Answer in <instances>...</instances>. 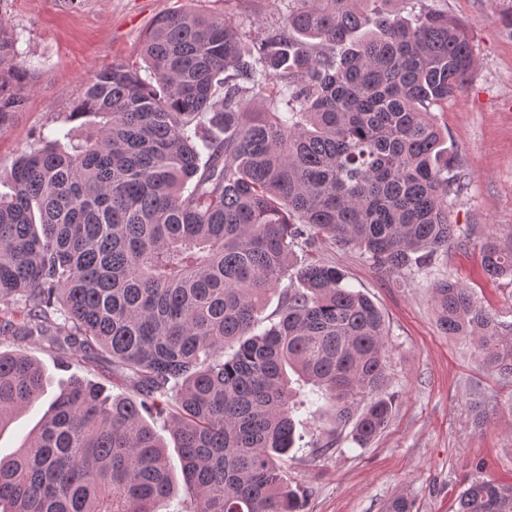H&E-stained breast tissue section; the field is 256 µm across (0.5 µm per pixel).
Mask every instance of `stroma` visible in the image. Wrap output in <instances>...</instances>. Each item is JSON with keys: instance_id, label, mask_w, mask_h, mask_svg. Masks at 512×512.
I'll return each mask as SVG.
<instances>
[{"instance_id": "1", "label": "stroma", "mask_w": 512, "mask_h": 512, "mask_svg": "<svg viewBox=\"0 0 512 512\" xmlns=\"http://www.w3.org/2000/svg\"><path fill=\"white\" fill-rule=\"evenodd\" d=\"M184 8L229 15L254 42L274 32L283 10L278 0H0V24L13 32L20 61L33 75L24 108L0 125V194L9 192L8 172L40 132L71 126L84 133L69 114L90 75L115 59L139 64L154 19ZM428 9L466 25L477 60L465 89L437 115L468 175L449 218L462 226L511 227L512 0H411L402 15ZM315 255L343 269L347 285L383 312L394 406L385 430L361 447L350 428L336 425L312 385L294 382L310 408L295 416L286 468L304 495V512H381L397 494L414 500L415 512H456L460 492L475 478L512 483V378L484 368L472 341L441 333L430 290L436 280L456 281L512 324V281L483 274L478 236L460 238L434 265L403 279L355 248L322 243ZM0 350L28 356L44 375L42 397L0 431V457L21 446L72 379L98 383L111 396H139L107 356L23 336H1ZM479 409L487 416L480 429ZM328 436L335 447L317 455V441Z\"/></svg>"}]
</instances>
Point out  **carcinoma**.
<instances>
[{
    "instance_id": "cac0c4a2",
    "label": "carcinoma",
    "mask_w": 512,
    "mask_h": 512,
    "mask_svg": "<svg viewBox=\"0 0 512 512\" xmlns=\"http://www.w3.org/2000/svg\"><path fill=\"white\" fill-rule=\"evenodd\" d=\"M403 7L288 0L277 32L251 45L225 15L164 13L144 70L114 60L85 83L70 117L96 118L92 133H43L18 158L0 196V303L20 298L26 313L0 336L104 353L140 398L72 380L0 457V512H156L176 479L146 416L165 412L195 490L184 512H303L283 466L306 407L290 369L357 444L387 427L384 314L341 268L296 250L328 240L400 274L456 240L448 209L464 178L432 108L476 59L463 24L436 12L409 23ZM17 57L0 27V123L24 105ZM479 236L483 272L512 279V229ZM284 280L286 306L265 327ZM432 298L442 333L477 338L482 364L512 377L511 326L450 279ZM42 389L32 359L0 351V430ZM382 512L414 504L397 495ZM457 512H512V485L478 478Z\"/></svg>"
}]
</instances>
